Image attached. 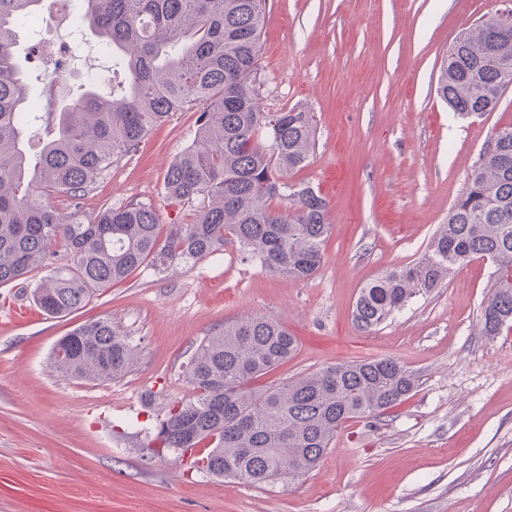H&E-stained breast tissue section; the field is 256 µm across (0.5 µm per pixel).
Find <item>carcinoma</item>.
I'll return each instance as SVG.
<instances>
[{
	"label": "carcinoma",
	"mask_w": 512,
	"mask_h": 512,
	"mask_svg": "<svg viewBox=\"0 0 512 512\" xmlns=\"http://www.w3.org/2000/svg\"><path fill=\"white\" fill-rule=\"evenodd\" d=\"M42 0H0V285L22 282L70 257L35 290L50 315L80 308L99 288L143 265L196 262L236 243L265 270L307 280L319 269L330 225L327 202L288 175L307 166L315 146L313 113L264 112L257 74L264 0H80V21L121 61L127 86L109 96L88 83L56 113L54 134L32 158L25 150L28 86L14 46L21 22ZM512 59V29L491 16L456 40L441 67L437 93L467 117L496 109L512 68L473 70L486 58ZM201 107L198 134L171 163L167 199L186 220L161 230L150 203L109 207L94 217L80 200L112 166L136 150L173 112ZM74 209L65 214L54 199ZM486 259L496 267L481 333L512 330V125L498 130L466 189L417 261L383 271L360 289L357 328L370 333L414 297L442 287L459 266ZM298 341L275 319L245 317L204 338L186 371L190 398L168 406L156 442L190 467L270 487L313 470L343 424L380 417L417 387L394 358L341 363L278 384L255 381L288 362ZM137 351L108 319L88 321L53 348L60 370L83 381L126 373Z\"/></svg>",
	"instance_id": "carcinoma-1"
}]
</instances>
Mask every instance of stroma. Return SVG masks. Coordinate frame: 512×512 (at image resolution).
<instances>
[{"mask_svg": "<svg viewBox=\"0 0 512 512\" xmlns=\"http://www.w3.org/2000/svg\"><path fill=\"white\" fill-rule=\"evenodd\" d=\"M43 0L16 52L29 105L58 111L98 66L75 52L63 68L31 58L66 41ZM500 0H266L260 104L316 119L315 148L297 180L329 202L330 234L306 281L270 273L225 246L202 260L140 267L57 318L33 306L46 275L0 285V512H512V331L488 338L481 311L495 279L483 259L457 268L370 333L351 316L360 288L417 261L490 141L512 124V87L497 108L462 120L437 95L455 40ZM197 109L172 113L134 152L114 157L82 201L85 215L152 203L182 219L164 178L197 133ZM261 315L298 339L267 384L336 363L395 358L418 388L379 417L346 422L319 465L264 488L187 469L154 453L155 428L189 398L185 364L224 325ZM108 318L136 345L124 376L85 382L58 371L56 341Z\"/></svg>", "mask_w": 512, "mask_h": 512, "instance_id": "35a3bbf8", "label": "stroma"}]
</instances>
